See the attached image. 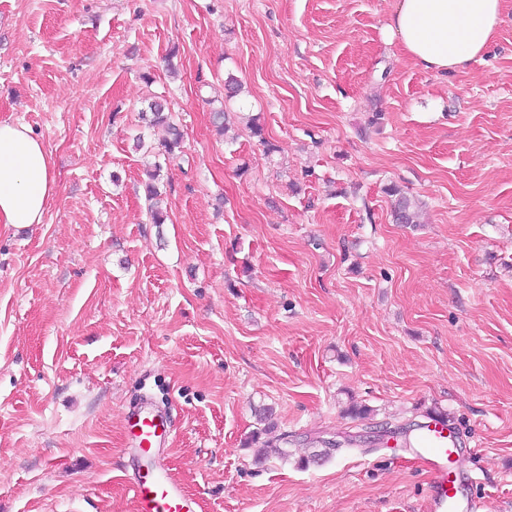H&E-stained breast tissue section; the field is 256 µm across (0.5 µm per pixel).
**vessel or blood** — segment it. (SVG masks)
Listing matches in <instances>:
<instances>
[{
  "label": "vessel or blood",
  "mask_w": 512,
  "mask_h": 512,
  "mask_svg": "<svg viewBox=\"0 0 512 512\" xmlns=\"http://www.w3.org/2000/svg\"><path fill=\"white\" fill-rule=\"evenodd\" d=\"M168 423V416L148 402L127 417L128 444L148 465L146 473L132 485L137 512H194L192 498L158 460L161 446L169 441ZM410 448L431 477L427 512H472V503L458 495L454 463L459 449L447 423H425L411 440Z\"/></svg>",
  "instance_id": "obj_1"
}]
</instances>
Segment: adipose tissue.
Returning <instances> with one entry per match:
<instances>
[{
  "label": "adipose tissue",
  "mask_w": 512,
  "mask_h": 512,
  "mask_svg": "<svg viewBox=\"0 0 512 512\" xmlns=\"http://www.w3.org/2000/svg\"><path fill=\"white\" fill-rule=\"evenodd\" d=\"M506 0H396L386 31L422 69L467 68L494 42ZM57 192L50 152L23 124L0 121V224H39Z\"/></svg>",
  "instance_id": "adipose-tissue-1"
}]
</instances>
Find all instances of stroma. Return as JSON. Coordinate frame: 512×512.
I'll list each match as a JSON object with an SVG mask.
<instances>
[{
	"label": "stroma",
	"instance_id": "1",
	"mask_svg": "<svg viewBox=\"0 0 512 512\" xmlns=\"http://www.w3.org/2000/svg\"><path fill=\"white\" fill-rule=\"evenodd\" d=\"M393 5L0 0V120L59 186L43 223L0 226V512H136L145 394L196 512H426L404 435H371L432 418L460 497L512 512V0L448 76L386 38ZM155 96L185 133L160 225L133 142L164 135ZM391 186L420 224L393 223ZM268 406L287 456L260 461Z\"/></svg>",
	"mask_w": 512,
	"mask_h": 512
}]
</instances>
